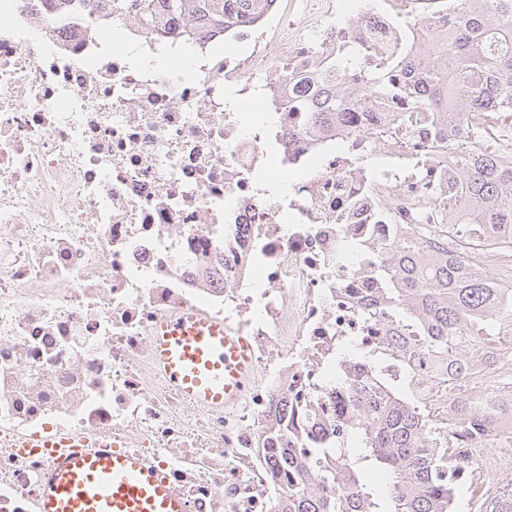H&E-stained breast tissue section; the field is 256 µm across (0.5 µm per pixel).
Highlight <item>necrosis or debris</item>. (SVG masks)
<instances>
[{"mask_svg":"<svg viewBox=\"0 0 512 512\" xmlns=\"http://www.w3.org/2000/svg\"><path fill=\"white\" fill-rule=\"evenodd\" d=\"M455 14V0H273L195 36L81 0H0V512H37L48 457L16 445L48 435L140 455L191 512H279L282 448L302 480L335 467L328 450L357 422L345 381L369 369L351 352L392 326L364 312L380 248L415 232L455 247L461 189L435 113L407 99L368 95L312 132L289 105L332 53L359 50L360 70L336 77L359 87L446 40ZM280 174L296 180L276 195ZM193 309L251 347L231 403L188 399L152 357L154 326ZM409 371L445 417L450 393L512 378V358L450 388L431 356ZM456 441L457 460L482 461L475 484L512 456L496 426Z\"/></svg>","mask_w":512,"mask_h":512,"instance_id":"necrosis-or-debris-1","label":"necrosis or debris"}]
</instances>
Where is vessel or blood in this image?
Returning <instances> with one entry per match:
<instances>
[{"instance_id":"1","label":"vessel or blood","mask_w":512,"mask_h":512,"mask_svg":"<svg viewBox=\"0 0 512 512\" xmlns=\"http://www.w3.org/2000/svg\"><path fill=\"white\" fill-rule=\"evenodd\" d=\"M155 358L168 381L195 402L234 400L249 369V346L223 322L198 311L161 321L153 333ZM51 467L39 512H189L157 471L139 457L103 448L84 451L80 440L38 439Z\"/></svg>"}]
</instances>
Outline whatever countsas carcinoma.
<instances>
[{"label":"carcinoma","instance_id":"cac0c4a2","mask_svg":"<svg viewBox=\"0 0 512 512\" xmlns=\"http://www.w3.org/2000/svg\"><path fill=\"white\" fill-rule=\"evenodd\" d=\"M95 10L131 12L144 29L183 15L190 32L207 34L243 21H257L270 0H91ZM425 65L409 87L395 78L392 63L367 75V89L379 96L406 97L414 107L432 108L448 98V111L460 114L459 127L437 132L459 146L455 163L466 203L457 218L459 238L477 244L483 230L512 225V151L489 144L485 130L469 124V114L491 112L512 119V0H457L448 43L423 52ZM354 98L346 84L323 85L319 98L300 99L295 112L329 117ZM378 273L385 283L382 311L395 319L397 331L388 351L411 358L437 355L450 365L454 379L471 378L474 357L512 351V286L469 261L464 253L435 249L411 234L383 249ZM360 357L370 374L347 381L357 393L359 421L353 440L336 443V469L319 476L338 489L323 497L288 488L285 512H452L454 484L443 480L448 438L456 432L480 437L488 422L504 425L512 440V405L493 391L483 408L454 401L453 418L443 430L416 401L409 376L393 381L384 357Z\"/></svg>","mask_w":512,"mask_h":512}]
</instances>
